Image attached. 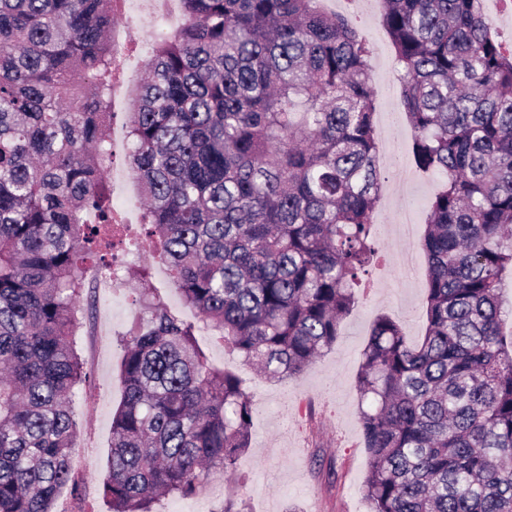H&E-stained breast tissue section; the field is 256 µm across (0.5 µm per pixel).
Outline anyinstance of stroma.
<instances>
[{"instance_id": "obj_1", "label": "stroma", "mask_w": 512, "mask_h": 512, "mask_svg": "<svg viewBox=\"0 0 512 512\" xmlns=\"http://www.w3.org/2000/svg\"><path fill=\"white\" fill-rule=\"evenodd\" d=\"M352 21L372 47L377 73L374 98L377 111H393L399 125H407L399 109L400 86L395 54L378 18L353 15ZM411 139L400 146L407 174L403 195L391 210L380 213L383 225L374 243L381 257L369 267V288L361 290L351 311L342 318L336 343L300 377L273 382L225 351L207 326H199L196 341L211 365L236 373L253 399L251 446L233 473L217 470L207 487L195 496L170 495L156 499L152 512H224L234 500L238 512H368L365 478L369 456L359 419L357 375L373 321L388 314L396 318L409 342L424 333L421 316L425 272L411 277L398 273L400 244L386 231L397 211L411 210L416 224H424L429 203L441 186L438 175L420 169L411 152ZM153 244L141 237L138 250L124 270L122 288L100 293L85 288L80 328L74 338L85 361L88 380L71 397L78 423L70 457L84 480L88 512H112L102 495L112 443V416L121 397L120 341L133 326V299L141 282L138 271L153 262Z\"/></svg>"}]
</instances>
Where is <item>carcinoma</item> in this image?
<instances>
[{
	"mask_svg": "<svg viewBox=\"0 0 512 512\" xmlns=\"http://www.w3.org/2000/svg\"><path fill=\"white\" fill-rule=\"evenodd\" d=\"M315 0H180L129 113V170L172 282L224 347L285 381L339 336L378 201L368 41ZM416 164L439 174L420 248L425 328L372 324L357 377L369 512H512V48L478 0H381ZM113 0H0V512L69 490L72 343L117 223ZM124 340L103 496L151 512L249 448L253 404L153 291Z\"/></svg>",
	"mask_w": 512,
	"mask_h": 512,
	"instance_id": "carcinoma-1",
	"label": "carcinoma"
}]
</instances>
